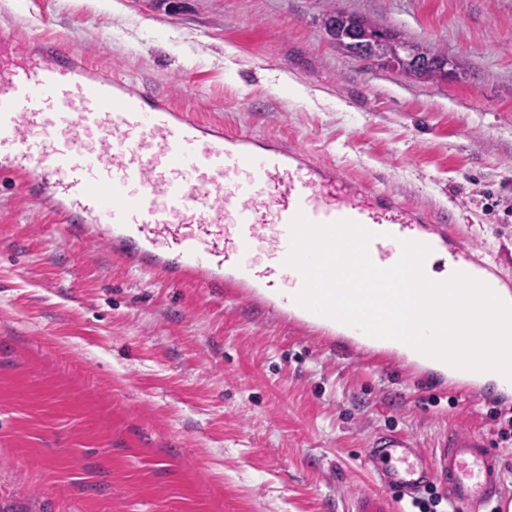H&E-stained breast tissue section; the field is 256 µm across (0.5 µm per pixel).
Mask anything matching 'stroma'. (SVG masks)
I'll return each instance as SVG.
<instances>
[{
  "instance_id": "obj_1",
  "label": "stroma",
  "mask_w": 512,
  "mask_h": 512,
  "mask_svg": "<svg viewBox=\"0 0 512 512\" xmlns=\"http://www.w3.org/2000/svg\"><path fill=\"white\" fill-rule=\"evenodd\" d=\"M447 53L425 83L352 58L329 6ZM14 60L52 39L231 132L274 136L456 224L512 282V0H0ZM288 77L298 90H283ZM512 394L381 373L259 303L73 247L0 186V504L44 512H346L396 429L483 433L512 497Z\"/></svg>"
}]
</instances>
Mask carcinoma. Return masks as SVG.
Instances as JSON below:
<instances>
[{"label": "carcinoma", "mask_w": 512, "mask_h": 512, "mask_svg": "<svg viewBox=\"0 0 512 512\" xmlns=\"http://www.w3.org/2000/svg\"><path fill=\"white\" fill-rule=\"evenodd\" d=\"M329 41L353 58L371 60L385 68L401 59L399 73L417 80L437 83L448 77L453 62L432 44L412 41L353 13L330 8L322 17Z\"/></svg>", "instance_id": "carcinoma-1"}]
</instances>
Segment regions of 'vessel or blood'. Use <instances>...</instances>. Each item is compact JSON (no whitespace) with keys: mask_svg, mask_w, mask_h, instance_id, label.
<instances>
[{"mask_svg":"<svg viewBox=\"0 0 512 512\" xmlns=\"http://www.w3.org/2000/svg\"><path fill=\"white\" fill-rule=\"evenodd\" d=\"M0 174L47 202L74 242H102L129 268L169 282L268 299L304 326L316 313L278 290L299 213L374 232L369 255L381 268L411 240L486 269L455 227L389 191L278 141L198 121L55 42L25 65L0 63ZM366 462L377 488L348 512H392L431 486L460 512H506L500 456L479 433L449 429L428 454L412 436L382 431Z\"/></svg>","mask_w":512,"mask_h":512,"instance_id":"obj_1","label":"vessel or blood"}]
</instances>
